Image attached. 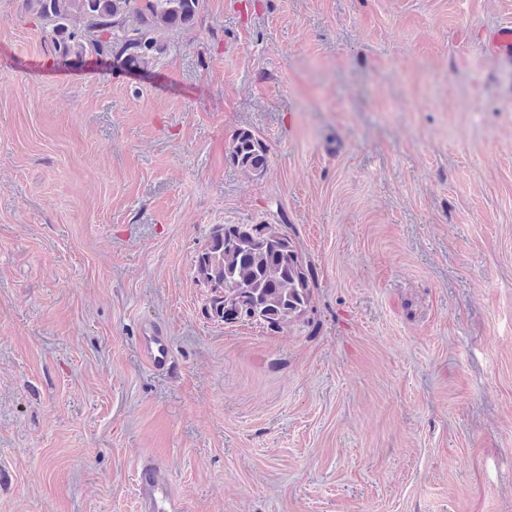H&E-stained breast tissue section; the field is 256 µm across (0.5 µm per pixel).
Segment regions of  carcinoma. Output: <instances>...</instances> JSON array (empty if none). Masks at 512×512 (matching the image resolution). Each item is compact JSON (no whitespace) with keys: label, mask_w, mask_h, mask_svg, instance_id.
<instances>
[{"label":"carcinoma","mask_w":512,"mask_h":512,"mask_svg":"<svg viewBox=\"0 0 512 512\" xmlns=\"http://www.w3.org/2000/svg\"><path fill=\"white\" fill-rule=\"evenodd\" d=\"M201 0H35L33 21L50 35L54 55L66 63L88 56L116 59L123 70L150 71L166 52L165 35L194 29ZM230 158L263 172L268 147L252 131L235 133ZM197 281L212 292L210 309L234 322L246 315L275 326L308 305L314 278L292 238L278 224L216 226L198 254Z\"/></svg>","instance_id":"obj_1"}]
</instances>
